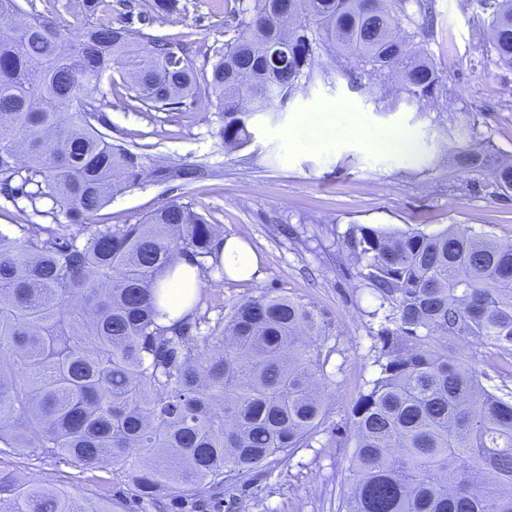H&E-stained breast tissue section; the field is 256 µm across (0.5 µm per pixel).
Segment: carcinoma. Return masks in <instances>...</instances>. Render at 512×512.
Masks as SVG:
<instances>
[{"mask_svg": "<svg viewBox=\"0 0 512 512\" xmlns=\"http://www.w3.org/2000/svg\"><path fill=\"white\" fill-rule=\"evenodd\" d=\"M251 0L215 54L209 85L224 146L252 137L259 108L318 78L386 84L418 102L444 92L423 52L432 0ZM512 65V0L489 3ZM110 0H83L75 38L60 14L0 0V190L36 216L83 224L141 180L137 153L94 124L117 68L129 99L165 111L191 96L177 40L140 46ZM283 43L280 66L267 63ZM340 249L387 311L376 374L352 410L342 512H512V244L450 225L436 234L353 224ZM215 229L173 199L137 224L64 234L0 231V443L83 468L108 463L147 500L197 508L199 488L306 446L322 419L324 361L313 314L285 295L235 306L220 331L171 324L161 280L184 259L202 273ZM492 369L487 372L482 366ZM138 457L133 466L129 459ZM0 512H112L64 485L0 469Z\"/></svg>", "mask_w": 512, "mask_h": 512, "instance_id": "obj_1", "label": "carcinoma"}]
</instances>
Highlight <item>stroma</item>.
Instances as JSON below:
<instances>
[{
    "label": "stroma",
    "mask_w": 512,
    "mask_h": 512,
    "mask_svg": "<svg viewBox=\"0 0 512 512\" xmlns=\"http://www.w3.org/2000/svg\"><path fill=\"white\" fill-rule=\"evenodd\" d=\"M153 0H112V24L146 38L184 37L196 73L193 96L161 112L140 110L123 84L113 85L100 129L136 152L141 182L117 193L93 218L97 225L134 224L172 199L193 203L221 237L235 236L258 255L253 282L211 266L195 295L201 330L223 328L236 305L260 295H285L311 310L327 357L323 419L308 447L288 460L233 474L216 500L200 492L199 512H336L348 489L352 407L375 374L383 321L377 303L339 239L352 224L437 233L455 224L512 244V190L491 168H460L459 153L512 154V68L500 64L487 31L485 0H433L435 34L424 49L446 92L438 104L395 91H358L345 81H315L274 114L252 120L251 141L228 152L208 84L215 51L233 35L242 0H178L171 13ZM409 134L406 151L383 149ZM199 167L194 181L161 170ZM0 468L41 483L65 484L77 496L103 499L112 512H172L137 497L110 466L85 469L57 456L0 450Z\"/></svg>",
    "instance_id": "obj_1"
}]
</instances>
